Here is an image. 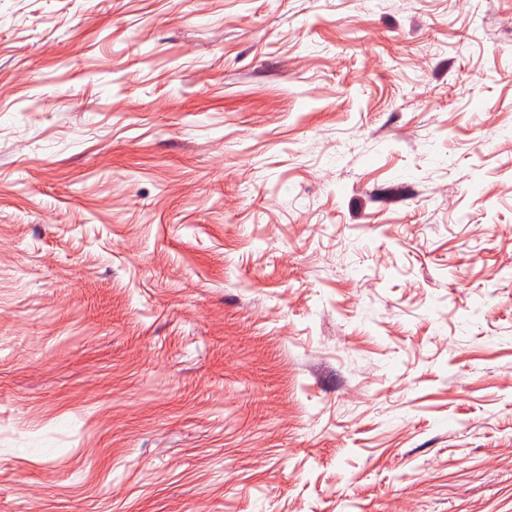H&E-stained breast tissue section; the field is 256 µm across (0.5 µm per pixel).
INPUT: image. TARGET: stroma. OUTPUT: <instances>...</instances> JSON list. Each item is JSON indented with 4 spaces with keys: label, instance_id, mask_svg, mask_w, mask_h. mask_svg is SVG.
Masks as SVG:
<instances>
[{
    "label": "stroma",
    "instance_id": "obj_1",
    "mask_svg": "<svg viewBox=\"0 0 512 512\" xmlns=\"http://www.w3.org/2000/svg\"><path fill=\"white\" fill-rule=\"evenodd\" d=\"M0 512H512V0H0Z\"/></svg>",
    "mask_w": 512,
    "mask_h": 512
}]
</instances>
